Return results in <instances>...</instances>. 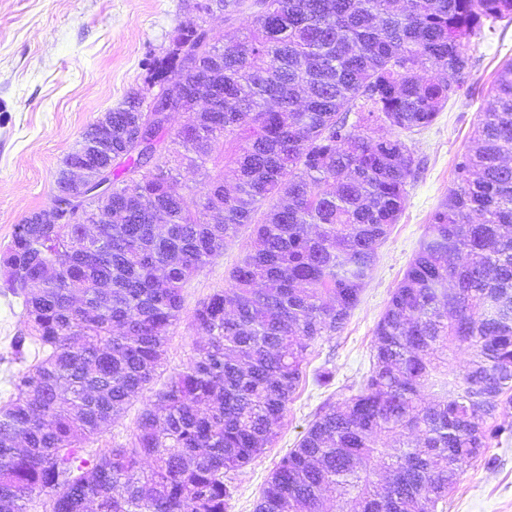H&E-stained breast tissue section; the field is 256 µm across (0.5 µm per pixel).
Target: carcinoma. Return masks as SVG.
Returning a JSON list of instances; mask_svg holds the SVG:
<instances>
[{
  "mask_svg": "<svg viewBox=\"0 0 512 512\" xmlns=\"http://www.w3.org/2000/svg\"><path fill=\"white\" fill-rule=\"evenodd\" d=\"M216 3L236 34L185 38L204 44L189 61L147 51L144 85L112 109V223L24 217L0 252L26 324L14 354L35 349L0 405V512L43 494L47 512H226L232 474L276 438L308 349L344 329L405 209L418 163L401 134L460 91L470 39L512 21V0ZM170 83L185 132L142 111ZM381 126L395 135H370ZM216 153L222 174L181 185L179 167ZM245 226L229 287L192 314L195 356L131 446L86 455L153 379L183 288ZM374 336L357 393L321 409L255 512H438L506 433L490 421L512 403L511 58Z\"/></svg>",
  "mask_w": 512,
  "mask_h": 512,
  "instance_id": "1",
  "label": "carcinoma"
}]
</instances>
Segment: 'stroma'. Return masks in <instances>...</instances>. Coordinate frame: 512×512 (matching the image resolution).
<instances>
[{
    "mask_svg": "<svg viewBox=\"0 0 512 512\" xmlns=\"http://www.w3.org/2000/svg\"><path fill=\"white\" fill-rule=\"evenodd\" d=\"M193 18L183 0H0V250L25 214L52 205L57 170L83 132L143 83L144 54L164 51L175 28ZM470 54L464 87L432 126L406 137L419 167L408 185L405 210L378 248L344 331L310 349L306 377L276 439L235 474L236 493L226 512H254L270 474L321 408L350 395L368 371L375 327L419 248L431 212L448 195L497 70L512 58V22H497L494 35L472 38ZM253 243L250 230H241L188 282L181 318L170 329L153 381L101 431L90 451L129 442L147 399L193 355L192 311L214 291L227 288L231 268ZM23 326L21 303L0 275V403L11 396L16 375L33 361L29 355L16 358L11 348ZM320 368L332 372L329 384L316 383ZM444 512H512V439L491 443L484 456L462 466Z\"/></svg>",
    "mask_w": 512,
    "mask_h": 512,
    "instance_id": "1",
    "label": "stroma"
}]
</instances>
